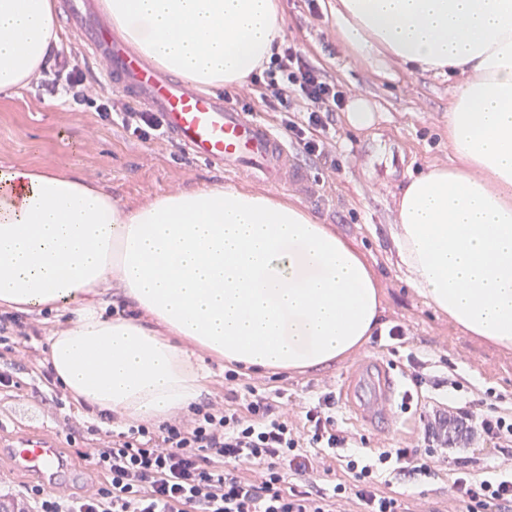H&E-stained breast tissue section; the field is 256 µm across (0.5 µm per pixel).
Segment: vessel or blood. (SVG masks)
<instances>
[{
	"instance_id": "1",
	"label": "vessel or blood",
	"mask_w": 512,
	"mask_h": 512,
	"mask_svg": "<svg viewBox=\"0 0 512 512\" xmlns=\"http://www.w3.org/2000/svg\"><path fill=\"white\" fill-rule=\"evenodd\" d=\"M65 12L84 38L103 76L125 97L159 118L167 137L193 159L276 187L304 179L285 140L263 119L230 106L223 92H206L146 63L113 31L98 0H65ZM9 455L21 470L46 475L60 458L56 434L19 440Z\"/></svg>"
}]
</instances>
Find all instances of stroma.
<instances>
[{
    "label": "stroma",
    "mask_w": 512,
    "mask_h": 512,
    "mask_svg": "<svg viewBox=\"0 0 512 512\" xmlns=\"http://www.w3.org/2000/svg\"><path fill=\"white\" fill-rule=\"evenodd\" d=\"M284 40L317 65L337 89L367 100L374 114L370 127L349 126L345 110L335 112L330 131L338 170L310 193L267 188L225 175L190 158L169 141H139L110 125L93 108L74 106L29 81L19 93L0 94V167L79 169L113 200L128 209L172 189L236 187L298 203L363 253L380 282V324L367 343L344 359L297 371L254 373L239 370L238 398L248 388L286 397L299 411L322 390L336 398V423L367 448L411 444L432 451L440 470L434 478L397 480L390 488L411 512H450L455 474L482 479L512 469V443L490 440L476 446L465 438L441 442L438 419L469 408L493 391L495 409L512 414V350L470 335L434 311L405 282L395 263L390 226L395 198L410 177L434 164L450 162L448 101L454 80L385 60H361L337 39L328 0H280ZM21 318L28 339L0 344V371L12 373L0 385V512H19L22 491L37 476L15 471L3 446L16 438L52 431L58 435L63 469L56 483L62 494H87L102 477L86 457L93 443L90 428H108L107 420L78 404L61 387L47 363L32 351L75 319L66 308L29 310ZM401 325L404 343L391 341L388 329ZM426 360V381L413 387L409 356ZM388 370L401 391H414L409 407L394 406L389 416L367 420L362 410L372 398L371 382Z\"/></svg>",
    "instance_id": "stroma-1"
}]
</instances>
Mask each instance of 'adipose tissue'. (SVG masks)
Returning a JSON list of instances; mask_svg holds the SVG:
<instances>
[{
  "mask_svg": "<svg viewBox=\"0 0 512 512\" xmlns=\"http://www.w3.org/2000/svg\"><path fill=\"white\" fill-rule=\"evenodd\" d=\"M140 57L202 89L241 87L284 33L279 0H103ZM336 36L459 81L452 165L400 191L391 239L407 284L470 334L512 348V0H336ZM59 40L54 0H0V93ZM120 283L137 313L91 302ZM0 301L64 307L56 378L128 423L195 404L201 351L244 368L343 359L380 322L363 255L308 211L250 190H174L128 210L77 171L0 169Z\"/></svg>",
  "mask_w": 512,
  "mask_h": 512,
  "instance_id": "adipose-tissue-1",
  "label": "adipose tissue"
}]
</instances>
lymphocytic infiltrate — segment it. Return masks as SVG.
<instances>
[{"label":"lymphocytic infiltrate","instance_id":"1","mask_svg":"<svg viewBox=\"0 0 512 512\" xmlns=\"http://www.w3.org/2000/svg\"><path fill=\"white\" fill-rule=\"evenodd\" d=\"M43 84L76 105H94L99 118L139 140L163 139L156 115L105 96L85 95L80 69L43 67ZM261 103L286 112L302 104L304 119L288 121L292 141L305 154L329 163L328 130L343 92L296 47L283 45L271 66L252 76ZM479 439L512 442V415L495 412L486 399L467 411ZM336 426L335 397L321 394L298 413L261 393L237 407L193 404L160 424L129 425L99 440L92 464L104 481L90 495L66 496L34 485L25 496L35 512H333L334 502L354 495L361 512H407L384 487L390 479L430 478L433 456L419 448L352 447ZM338 467L321 466L324 457ZM454 500L465 512H501L512 505V473L475 481L454 478Z\"/></svg>","mask_w":512,"mask_h":512}]
</instances>
